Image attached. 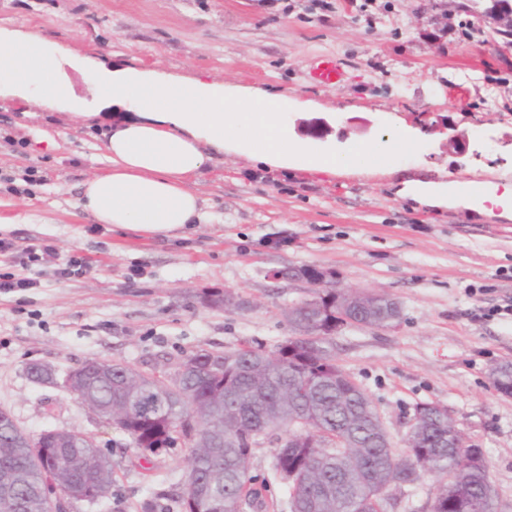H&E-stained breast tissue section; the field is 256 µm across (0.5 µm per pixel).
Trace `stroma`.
I'll list each match as a JSON object with an SVG mask.
<instances>
[{"instance_id":"obj_1","label":"stroma","mask_w":512,"mask_h":512,"mask_svg":"<svg viewBox=\"0 0 512 512\" xmlns=\"http://www.w3.org/2000/svg\"><path fill=\"white\" fill-rule=\"evenodd\" d=\"M331 2L0 0V31L41 32L69 91L60 101L0 85V170L32 165L43 177L28 195L0 182V238L90 263L68 279L44 269L38 288L0 295V409L32 436L91 435L111 459V497L76 512H144L148 500L184 496L188 449L134 448L66 390L34 381L29 364L62 375L119 361L161 375L200 349L273 347L291 334L286 311L307 296L273 273L301 266L400 305L395 328L352 325L333 339L393 452L403 454L418 403L446 405L483 453L496 512H512V396L490 381L512 361V219L395 193L407 179L512 181V45L490 17L493 0ZM321 56L339 60L341 81L311 80ZM124 72L281 96L291 139L335 152L341 166L287 169L227 150L189 183L207 223L169 238L94 223L75 201L105 168L108 127L135 115L99 102L102 81ZM456 133L464 149L449 146ZM388 135L414 147L376 164L370 148ZM205 290L231 291L234 303L207 307ZM441 483L422 474L386 512H430Z\"/></svg>"}]
</instances>
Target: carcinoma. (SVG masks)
<instances>
[{
    "label": "carcinoma",
    "instance_id": "cac0c4a2",
    "mask_svg": "<svg viewBox=\"0 0 512 512\" xmlns=\"http://www.w3.org/2000/svg\"><path fill=\"white\" fill-rule=\"evenodd\" d=\"M316 346L325 349L324 356H313ZM271 353L279 354V362L269 363L263 376L244 367L226 382L224 370L209 368L212 352L197 351L183 358L194 368L176 390L124 362L91 361L75 373L93 379V386L74 398L93 399L104 409H145L147 417L118 421L115 428L133 447L151 453L172 446L184 420H197L207 438L203 448L188 447L187 493L204 489L209 500L224 503V512H272L283 504L288 512H384L381 488L412 485L423 473L467 488L459 498L445 493L432 512H495L481 450L463 446L448 426L431 421L408 464L382 447L371 399L336 365L325 341L289 336ZM491 375L497 387L512 388V363L494 367ZM263 429L272 436L318 432L329 447L277 446L271 476L260 479L240 463L260 444L249 434ZM61 441V491L80 484L111 490V462L92 437L63 429ZM289 472L295 473L291 481L285 478ZM274 481L288 488L283 504L266 495ZM45 486L42 463L12 417L0 410V512H46Z\"/></svg>",
    "mask_w": 512,
    "mask_h": 512
}]
</instances>
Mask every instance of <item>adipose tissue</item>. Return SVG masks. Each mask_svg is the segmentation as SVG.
Masks as SVG:
<instances>
[{
  "instance_id": "obj_1",
  "label": "adipose tissue",
  "mask_w": 512,
  "mask_h": 512,
  "mask_svg": "<svg viewBox=\"0 0 512 512\" xmlns=\"http://www.w3.org/2000/svg\"><path fill=\"white\" fill-rule=\"evenodd\" d=\"M44 40L35 31L0 35V78L17 86L39 84L51 96L67 91L57 84L51 60L36 51ZM103 101L133 104L137 118L116 122L106 144L107 170L87 179L76 199L98 223L151 236H174L205 223L201 200L188 187L205 168L208 149L233 147L265 163L335 171V156L291 141L279 127L280 99L250 100L196 81L169 82L115 76L100 88ZM397 193L433 207L470 209L485 215L512 214V187L482 197L449 196L446 185L402 182Z\"/></svg>"
}]
</instances>
